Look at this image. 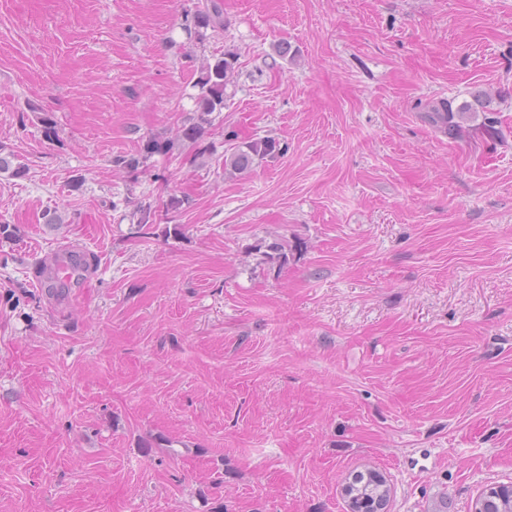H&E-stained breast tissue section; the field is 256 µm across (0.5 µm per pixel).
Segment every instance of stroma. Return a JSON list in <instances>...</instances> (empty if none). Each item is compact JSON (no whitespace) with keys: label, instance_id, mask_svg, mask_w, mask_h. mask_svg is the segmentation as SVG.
<instances>
[{"label":"stroma","instance_id":"35a3bbf8","mask_svg":"<svg viewBox=\"0 0 512 512\" xmlns=\"http://www.w3.org/2000/svg\"><path fill=\"white\" fill-rule=\"evenodd\" d=\"M194 3L0 0V512H346L367 467L389 512H472L512 483V0H222L211 138L283 154L131 176L192 107ZM67 247L95 263L56 297ZM476 112H466V108H458L455 112L450 103H440L430 112H425V119L440 131L452 137L469 132L468 124L475 118ZM254 250L261 254V263L268 265L270 268L278 267V270H280L288 262V255L292 251V246L286 240L273 238L269 242H260Z\"/></svg>","mask_w":512,"mask_h":512}]
</instances>
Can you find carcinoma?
<instances>
[{"label":"carcinoma","instance_id":"carcinoma-1","mask_svg":"<svg viewBox=\"0 0 512 512\" xmlns=\"http://www.w3.org/2000/svg\"><path fill=\"white\" fill-rule=\"evenodd\" d=\"M224 29V12L217 0H198L195 9L185 14L183 30L187 38L202 45L210 34ZM191 72L194 78L193 107L184 117L171 138L152 137L137 155H118L112 159L113 166L130 174L154 154L174 159L184 158L192 164L205 165L224 161V173L245 177L259 165L283 153L280 142L273 137H249L218 152L215 142L210 140V130L215 120L224 111V100L228 87L234 85L237 74V55L226 52L211 57L191 56ZM475 113L462 107L457 110L450 103H441L425 113V119L440 131L458 137L470 130L469 122ZM138 229L158 223V210L151 202L136 204ZM261 254L262 263L271 268L282 267L288 262L292 246L288 241L274 238L255 246ZM349 488L355 494L356 512H373L376 500L389 501L390 487L378 471L367 469L352 475ZM475 512H512V483H502L482 491L475 502Z\"/></svg>","mask_w":512,"mask_h":512}]
</instances>
